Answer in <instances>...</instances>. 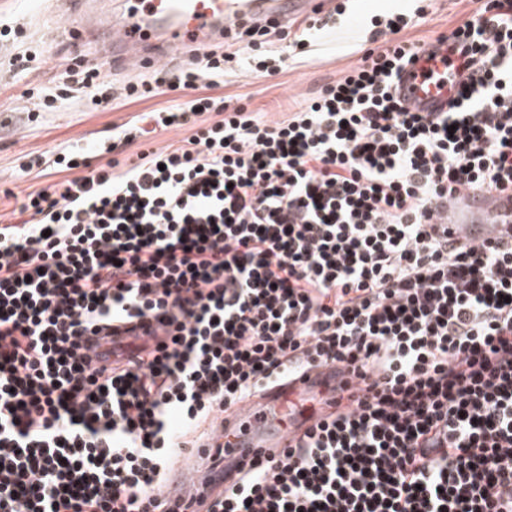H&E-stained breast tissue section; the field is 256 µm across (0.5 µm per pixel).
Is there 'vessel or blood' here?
<instances>
[{"instance_id":"vessel-or-blood-1","label":"vessel or blood","mask_w":512,"mask_h":512,"mask_svg":"<svg viewBox=\"0 0 512 512\" xmlns=\"http://www.w3.org/2000/svg\"><path fill=\"white\" fill-rule=\"evenodd\" d=\"M90 0H70L66 29L82 28L90 36H104L110 45L103 68L132 64L158 67L174 53L223 42L231 24L260 18L288 21L322 14L327 0H124L121 12L108 15L91 9ZM448 43L440 40L425 46L414 65L406 67L398 94L412 111L444 112L455 96L447 77ZM453 237L470 243H488L512 235V192L467 189L448 202L442 218ZM146 342L145 336H98L89 347L95 365L131 360ZM335 384L328 369L268 390L263 398L241 406L219 419V440L229 456L242 461L262 460L270 449L286 447L291 436L303 432L320 417L319 410L297 416L295 423L282 418L288 403L328 398ZM213 491L224 487V473L210 469L199 475L180 469L166 488L167 499L192 502L201 484Z\"/></svg>"}]
</instances>
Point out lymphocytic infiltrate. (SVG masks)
Listing matches in <instances>:
<instances>
[{
  "label": "lymphocytic infiltrate",
  "instance_id": "lymphocytic-infiltrate-1",
  "mask_svg": "<svg viewBox=\"0 0 512 512\" xmlns=\"http://www.w3.org/2000/svg\"><path fill=\"white\" fill-rule=\"evenodd\" d=\"M386 26L277 120L198 94L236 60L205 53L174 77L196 97L113 134L94 170L62 149L67 179L0 224V512H163L181 450L321 365L358 392L336 386L204 512H512V242L438 222L459 190L512 191V0L451 32L444 112L395 93L420 45L404 14ZM131 323L168 340L94 367L91 338ZM190 134L189 131L184 129L171 130L162 135L157 136L154 139L148 140L146 137H137L131 145L127 146L124 152L117 157L122 162H130L131 160H137V156L146 150L151 148H158L165 146L170 143H177L184 137Z\"/></svg>",
  "mask_w": 512,
  "mask_h": 512
}]
</instances>
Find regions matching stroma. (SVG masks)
Instances as JSON below:
<instances>
[{"label":"stroma","instance_id":"stroma-1","mask_svg":"<svg viewBox=\"0 0 512 512\" xmlns=\"http://www.w3.org/2000/svg\"><path fill=\"white\" fill-rule=\"evenodd\" d=\"M358 2L360 18L348 11ZM342 11L327 21L318 39L312 41L299 60L287 59L290 30L272 29L266 49L284 54L278 71L250 74L245 60L227 64L224 83L212 89L224 97L261 112L268 120L282 118L300 95L335 82L362 56L366 41L385 29L387 13L373 10L374 0H336ZM477 0H405L404 12L423 9L424 17L405 30L407 38L427 42L450 35L477 8ZM63 0H0V222L9 223L12 211L31 191L60 181L53 169L27 171L31 157L65 146L83 148L95 165L105 156L95 151L99 139L113 129H131L142 113L187 101L193 90L160 87L147 97L126 99L128 85L153 82L150 69L117 70L108 74L112 99L106 108L93 111L73 97L60 100L54 111L43 107L44 96L72 82L80 66L93 65L78 34L53 37L62 20Z\"/></svg>","mask_w":512,"mask_h":512}]
</instances>
